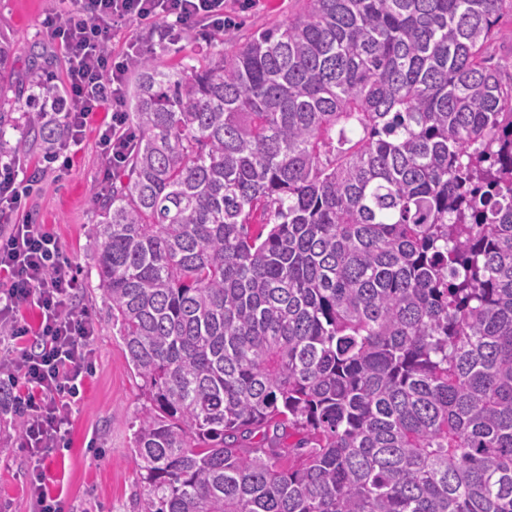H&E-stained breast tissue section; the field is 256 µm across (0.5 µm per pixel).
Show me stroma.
I'll return each mask as SVG.
<instances>
[{
    "label": "stroma",
    "mask_w": 512,
    "mask_h": 512,
    "mask_svg": "<svg viewBox=\"0 0 512 512\" xmlns=\"http://www.w3.org/2000/svg\"><path fill=\"white\" fill-rule=\"evenodd\" d=\"M55 0H0V33L18 48L12 69L17 77L52 75L53 85L66 88L68 64L52 45L42 26L56 9ZM301 0H226L225 11L240 33L249 35L287 23L301 10ZM158 21L144 22L111 33L109 47L122 55L130 37L142 39L158 64L170 66L188 54H201L219 45L221 33L205 25L190 38L174 45H161ZM40 56L31 59L30 45ZM110 106H102L89 120L81 144L71 149L66 173L43 163L40 156L19 159L25 176L36 183L24 210L11 215L8 224L34 221L46 225L63 251L71 257L81 282L76 297L90 314L96 335L95 367L87 378L82 398L72 407L67 447L48 461L44 482L51 494L63 496L71 512H143L146 491L139 481L131 424L144 403L141 381L135 378L125 355L122 339L108 318L96 289L94 248L90 229L97 223L94 195L105 168L97 146V130L109 122ZM25 426L22 416L0 412V512H31V472L28 455L21 448Z\"/></svg>",
    "instance_id": "1"
}]
</instances>
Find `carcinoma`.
Segmentation results:
<instances>
[{
    "label": "carcinoma",
    "instance_id": "1",
    "mask_svg": "<svg viewBox=\"0 0 512 512\" xmlns=\"http://www.w3.org/2000/svg\"><path fill=\"white\" fill-rule=\"evenodd\" d=\"M506 13L304 0L139 61L91 238L142 381L145 512H512ZM16 51L0 151L44 156L67 100L15 78ZM498 27L502 30V35L494 43L491 52V63L499 59L509 58L512 55V15L505 14L502 16Z\"/></svg>",
    "mask_w": 512,
    "mask_h": 512
}]
</instances>
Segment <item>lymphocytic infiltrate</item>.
<instances>
[{
	"instance_id": "1",
	"label": "lymphocytic infiltrate",
	"mask_w": 512,
	"mask_h": 512,
	"mask_svg": "<svg viewBox=\"0 0 512 512\" xmlns=\"http://www.w3.org/2000/svg\"><path fill=\"white\" fill-rule=\"evenodd\" d=\"M44 20L50 41L64 53L69 71V103L61 115L66 145L80 144L91 112L112 106V122L100 145L112 165H120L136 137L122 110L130 64L145 47L130 39L126 53L112 55L106 44L115 29L151 19L163 34L180 41L202 20L223 29L224 0H58ZM0 326L7 327L10 354L0 360V380L9 386L13 410L25 419L22 445L31 454L29 486L33 512H66L61 497L47 490L40 469L66 446L68 411L83 392L93 367L91 323L75 297L80 288L72 264L44 225H11L0 233ZM26 305L39 310L37 328L20 315Z\"/></svg>"
}]
</instances>
